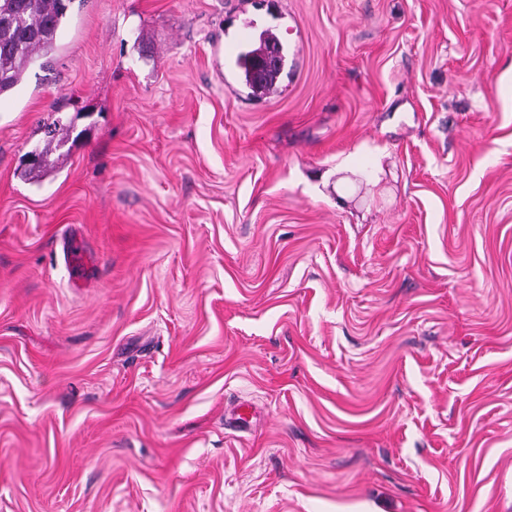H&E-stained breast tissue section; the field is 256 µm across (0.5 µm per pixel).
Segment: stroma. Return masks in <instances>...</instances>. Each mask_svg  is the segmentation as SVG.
Segmentation results:
<instances>
[{"label":"stroma","mask_w":512,"mask_h":512,"mask_svg":"<svg viewBox=\"0 0 512 512\" xmlns=\"http://www.w3.org/2000/svg\"><path fill=\"white\" fill-rule=\"evenodd\" d=\"M57 45L0 95V512H512V0H72ZM280 42L279 39L268 32H263L258 37V42L254 43L250 48L239 53L236 64L240 70L241 78L244 84L251 89L252 93L258 95L272 89L283 69H270L263 77L258 79L253 70V61L268 47L271 43Z\"/></svg>","instance_id":"obj_1"}]
</instances>
